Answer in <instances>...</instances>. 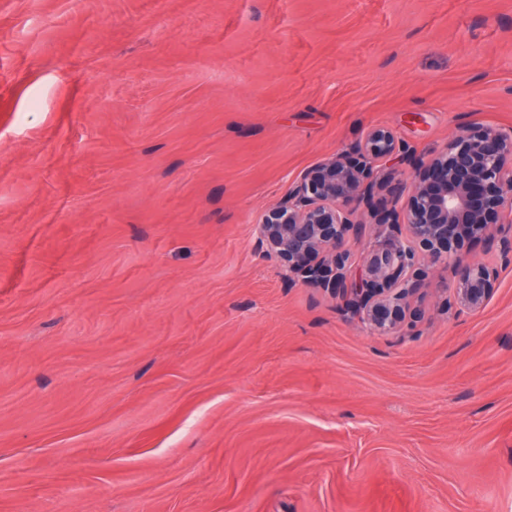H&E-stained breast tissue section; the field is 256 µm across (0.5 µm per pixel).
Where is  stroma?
<instances>
[{"label": "stroma", "mask_w": 512, "mask_h": 512, "mask_svg": "<svg viewBox=\"0 0 512 512\" xmlns=\"http://www.w3.org/2000/svg\"><path fill=\"white\" fill-rule=\"evenodd\" d=\"M512 129V0H0V512H512V261L383 335L254 233L390 128Z\"/></svg>", "instance_id": "35a3bbf8"}]
</instances>
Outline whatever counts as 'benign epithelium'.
Returning <instances> with one entry per match:
<instances>
[{"label": "benign epithelium", "instance_id": "benign-epithelium-1", "mask_svg": "<svg viewBox=\"0 0 512 512\" xmlns=\"http://www.w3.org/2000/svg\"><path fill=\"white\" fill-rule=\"evenodd\" d=\"M400 163L414 168L411 190L380 209L375 192ZM361 211L378 234L357 264L349 244L365 227ZM255 232L292 280L339 300L377 333L402 332L418 285L439 264L451 272L452 302L477 310L498 272L470 246L497 241L512 252V131L469 127L418 162L391 130L373 128L356 152L304 172Z\"/></svg>", "mask_w": 512, "mask_h": 512}]
</instances>
